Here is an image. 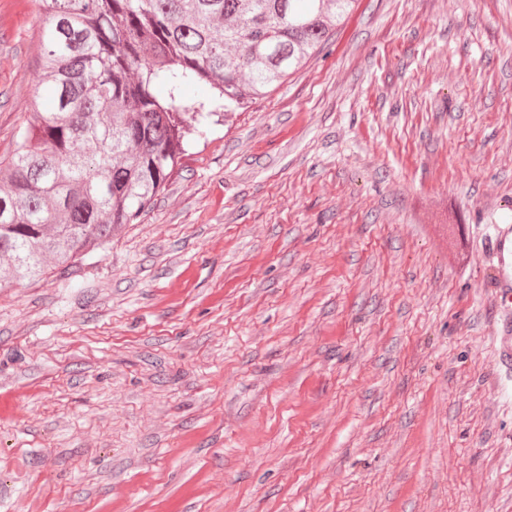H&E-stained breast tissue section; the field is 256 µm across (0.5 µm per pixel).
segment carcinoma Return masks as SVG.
I'll use <instances>...</instances> for the list:
<instances>
[{"label":"carcinoma","mask_w":512,"mask_h":512,"mask_svg":"<svg viewBox=\"0 0 512 512\" xmlns=\"http://www.w3.org/2000/svg\"><path fill=\"white\" fill-rule=\"evenodd\" d=\"M42 2L52 107L30 104L0 183V286L106 248L192 141L305 67L357 0Z\"/></svg>","instance_id":"carcinoma-1"}]
</instances>
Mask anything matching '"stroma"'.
Instances as JSON below:
<instances>
[{
	"label": "stroma",
	"mask_w": 512,
	"mask_h": 512,
	"mask_svg": "<svg viewBox=\"0 0 512 512\" xmlns=\"http://www.w3.org/2000/svg\"><path fill=\"white\" fill-rule=\"evenodd\" d=\"M38 18L0 0V160ZM495 224L512 0H358L105 250L0 288V512H512Z\"/></svg>",
	"instance_id": "1"
}]
</instances>
